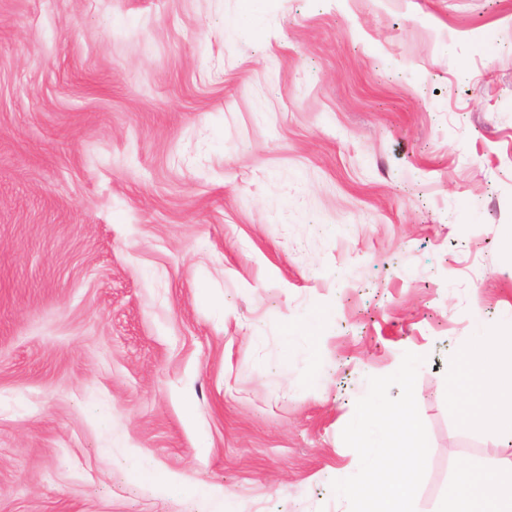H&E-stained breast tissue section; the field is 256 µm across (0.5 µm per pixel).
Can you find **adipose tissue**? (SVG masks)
<instances>
[{
  "mask_svg": "<svg viewBox=\"0 0 512 512\" xmlns=\"http://www.w3.org/2000/svg\"><path fill=\"white\" fill-rule=\"evenodd\" d=\"M471 356L479 365L476 390L470 398L449 391L452 405L462 406L464 424L471 425L494 413L497 406L512 407V320L489 329L476 322L471 338ZM443 512H512V468L492 476L469 469L464 483L452 487Z\"/></svg>",
  "mask_w": 512,
  "mask_h": 512,
  "instance_id": "ef3b65f1",
  "label": "adipose tissue"
}]
</instances>
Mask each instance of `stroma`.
I'll return each instance as SVG.
<instances>
[{
    "label": "stroma",
    "mask_w": 512,
    "mask_h": 512,
    "mask_svg": "<svg viewBox=\"0 0 512 512\" xmlns=\"http://www.w3.org/2000/svg\"><path fill=\"white\" fill-rule=\"evenodd\" d=\"M244 10L0 0V512H342L407 351L415 512L512 462L448 402L512 317V0Z\"/></svg>",
    "instance_id": "1"
}]
</instances>
